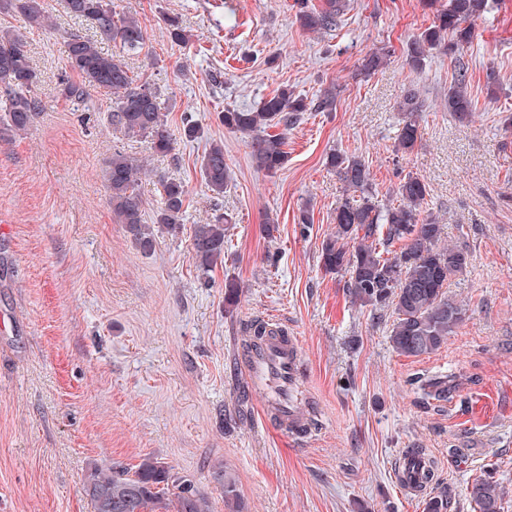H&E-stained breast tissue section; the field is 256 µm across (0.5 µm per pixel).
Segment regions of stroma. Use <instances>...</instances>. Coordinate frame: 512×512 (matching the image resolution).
<instances>
[{
	"label": "stroma",
	"mask_w": 512,
	"mask_h": 512,
	"mask_svg": "<svg viewBox=\"0 0 512 512\" xmlns=\"http://www.w3.org/2000/svg\"><path fill=\"white\" fill-rule=\"evenodd\" d=\"M146 26L155 62L130 59L166 99L173 151L113 130L110 98L63 101L64 33L79 23L63 0H45L48 27L1 16L24 33L45 110L26 134L0 123V512H94L82 492L91 464L134 468L153 457L191 478L211 512H226L213 479H238L248 512H424V499L394 480L406 448L429 449L457 512H473L467 486L493 470L512 512V0L474 26L463 52L476 108L461 124L444 107L453 65L434 52L421 70L405 61L408 39L431 18L421 0H350L333 34L303 30L294 0H114ZM192 35L172 46L163 16ZM390 52L359 74L374 49ZM502 84L487 95V75ZM336 88V109L307 112L289 130L288 161L275 176L256 168L246 136L224 129V108L252 109L286 86L315 98ZM417 86L426 100L420 142L395 150L398 103ZM202 128L187 140L185 117ZM224 145L230 181L214 202L200 160ZM362 155L379 194L417 174L447 240L472 260L448 293L463 324L434 354L407 358L389 342L390 313L353 302L344 277L324 273L318 252L346 186L328 169L331 150ZM147 160L140 192L149 210L160 178L182 181L180 233L159 232L141 253L109 204L112 153ZM309 207L311 222L297 216ZM232 218L228 254L208 274L191 258L194 225ZM274 238L261 232L266 217ZM242 287L224 309V280ZM280 323L298 338L304 386L314 403L302 447L262 426V396L242 360L247 323ZM476 376L449 411L416 404L420 370Z\"/></svg>",
	"instance_id": "stroma-1"
}]
</instances>
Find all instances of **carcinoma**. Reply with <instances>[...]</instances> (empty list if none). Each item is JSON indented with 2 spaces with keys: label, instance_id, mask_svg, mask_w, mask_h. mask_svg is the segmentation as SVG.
Instances as JSON below:
<instances>
[{
  "label": "carcinoma",
  "instance_id": "obj_1",
  "mask_svg": "<svg viewBox=\"0 0 512 512\" xmlns=\"http://www.w3.org/2000/svg\"><path fill=\"white\" fill-rule=\"evenodd\" d=\"M300 27L313 33L336 30L349 7L348 0H323L321 6L309 0H295ZM433 10L432 23L406 44V62L411 70L423 67L433 50L443 51L454 60V83L448 89L445 106L459 122L471 120L474 103L468 90V67L462 51L473 37L472 25L496 7V0H424ZM67 13L86 23L93 35L72 33L67 39L66 70L59 83V94L70 102L85 101L90 92L103 90L112 95L109 123L129 138H142L154 155L166 156L175 138L162 112L161 92L134 74L127 59L138 57L147 47L148 32L136 14L118 11L114 0H66ZM16 14L31 27L49 25L44 0H0V15ZM171 43L188 45L190 35L176 17L165 18ZM116 48L106 52L102 44ZM388 56L380 49L365 55L359 64L364 74L377 71ZM40 77L31 64L27 42L16 29L0 28V111L6 126L15 134L26 132L43 111L37 94ZM336 92L328 88L318 99L306 101L283 87L264 98L253 111L225 108L224 128L250 136L251 155L257 167L275 176L288 161L284 150L286 132L304 112H331ZM401 113L395 151L408 153L418 143L419 120L426 110L425 100L416 88L404 91L398 105ZM280 132L270 133L268 129ZM326 165L336 171L351 194L336 206L334 231L321 242L319 263L327 274L348 276L350 295L361 306L374 311H391L393 324L389 340L392 348L405 357L420 358L448 343L466 316L464 304L448 295L449 280L470 264L466 247L444 243L443 225L428 208V185L424 178L409 173L400 179L390 198L382 200L373 187L369 165L355 154L333 151ZM206 187L213 198L224 197L230 180L224 160V144L212 143L200 165ZM146 162L120 151L107 162L106 181L109 203L116 223L144 253L154 251V229L147 224L148 203L139 191V182L149 175ZM161 205L154 212V223L175 235L181 230L187 189L176 179L161 180ZM231 219L219 213L207 222L194 225L191 258L206 274L224 260L226 231ZM240 284L234 278L224 281V308L231 310L240 299ZM246 350H259L267 326L253 321L245 328ZM472 376L453 370L418 373L409 380L416 401L426 409L443 411L453 402L463 384ZM402 455L423 462L418 488L429 491L425 512H452L453 497L446 486L434 481L435 462L425 448H405ZM215 480L224 490L228 512H244L236 477L222 469ZM83 493L94 504L95 512H210L208 498L193 481L173 476L160 462L147 457L134 472L88 467ZM468 495L476 512H504L503 494L489 474L475 478Z\"/></svg>",
  "mask_w": 512,
  "mask_h": 512
}]
</instances>
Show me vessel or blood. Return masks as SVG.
Listing matches in <instances>:
<instances>
[{
    "instance_id": "1",
    "label": "vessel or blood",
    "mask_w": 512,
    "mask_h": 512,
    "mask_svg": "<svg viewBox=\"0 0 512 512\" xmlns=\"http://www.w3.org/2000/svg\"><path fill=\"white\" fill-rule=\"evenodd\" d=\"M300 348L287 332L270 336L263 350L247 355L245 370L261 392L263 424L276 427L289 438L305 434V418L299 409L297 382L301 378Z\"/></svg>"
}]
</instances>
